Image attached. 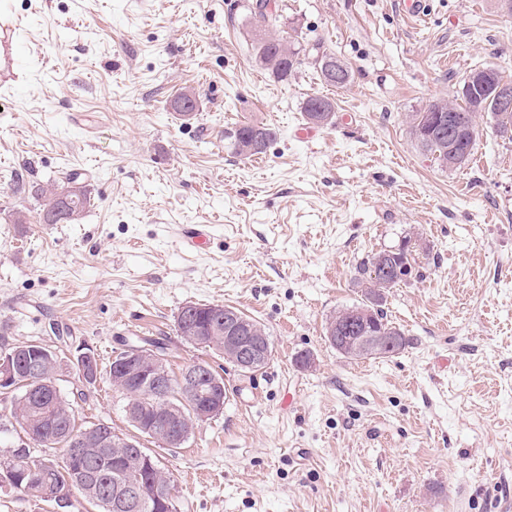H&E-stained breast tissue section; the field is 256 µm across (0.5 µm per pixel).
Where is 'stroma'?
<instances>
[{
  "instance_id": "stroma-1",
  "label": "stroma",
  "mask_w": 512,
  "mask_h": 512,
  "mask_svg": "<svg viewBox=\"0 0 512 512\" xmlns=\"http://www.w3.org/2000/svg\"><path fill=\"white\" fill-rule=\"evenodd\" d=\"M249 0H0L19 48L0 73V345L56 347L53 323L98 363L80 425L134 432L109 364L119 339L170 342L169 369L204 362L229 398L178 449L142 444L178 512H512V141L483 121L468 163L443 171L405 116L453 99L469 70L512 78L498 0H278L303 49L288 84L256 62ZM332 53L350 83L326 84ZM195 92L191 116L175 112ZM312 95L333 125L301 138ZM274 128L234 157L225 129ZM83 178L76 224H44L33 184ZM208 224L181 251L176 227ZM426 248L383 310L409 340L350 359L324 336L358 303L356 267L406 237ZM237 307L273 357L245 376L185 342L187 303ZM314 359L296 366L298 355ZM322 54H323L322 56L324 58L318 57L317 62L319 64L321 63L320 67L323 70L326 77H334L336 75V69H337L336 62H334V60H330L329 58H326V57L335 58L341 64L340 68H339L340 75L336 78L335 81H329L326 79V77L321 76L322 79L326 83L333 85L337 88L344 87L350 81V77H351V74H350V71H349L347 65L343 61H341L339 58H337L334 54H331V53H322ZM332 56H335V57H332Z\"/></svg>"
}]
</instances>
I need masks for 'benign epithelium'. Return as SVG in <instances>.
I'll list each match as a JSON object with an SVG mask.
<instances>
[{
    "instance_id": "1",
    "label": "benign epithelium",
    "mask_w": 512,
    "mask_h": 512,
    "mask_svg": "<svg viewBox=\"0 0 512 512\" xmlns=\"http://www.w3.org/2000/svg\"><path fill=\"white\" fill-rule=\"evenodd\" d=\"M464 87L471 90L478 88L485 94L477 98L475 109L480 111L492 107L497 112H512V86L504 82L498 84L494 80V68L488 66L467 72ZM192 306L188 305L180 314L181 326L179 335L187 342L202 344L214 336L224 337L225 360L232 363L238 371L251 374L260 370L268 355V346L264 345L265 336L245 325L239 315L231 308H224V317L201 330L192 322ZM391 343H380L374 336H354L347 340L346 348L355 354H365L377 349L387 348ZM122 358L112 372L113 383L123 391L131 403H136L142 392H149L157 397L164 396L171 388V380L164 371L166 351H160L150 344H128L120 351ZM74 385L80 388L79 395L88 393L92 382L89 368L94 366L92 351L82 346L71 358ZM61 366L52 354L42 350L35 358L21 359L17 353H0V392L10 393L16 387L17 378L26 376L27 396L30 398H46L49 392L43 389V378H58ZM205 376L199 368L190 365L178 378L182 395L190 403V415H179L162 408L150 428L153 438L168 448H179L187 441L195 428L202 422L216 417L224 411L227 398L224 380L210 374L211 392L208 399H196V386ZM140 434L131 435L122 442H117L102 424L92 430L83 431L69 436V448L77 458L90 457L108 445L122 448H136Z\"/></svg>"
}]
</instances>
